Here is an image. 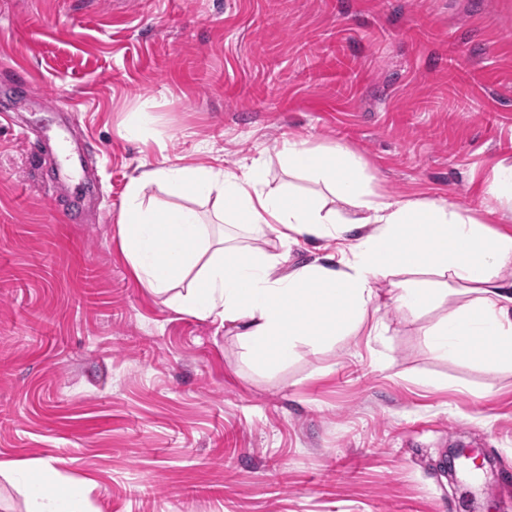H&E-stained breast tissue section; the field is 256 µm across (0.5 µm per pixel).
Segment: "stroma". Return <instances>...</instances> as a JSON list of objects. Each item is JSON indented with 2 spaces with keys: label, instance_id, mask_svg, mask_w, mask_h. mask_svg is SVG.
Returning <instances> with one entry per match:
<instances>
[{
  "label": "stroma",
  "instance_id": "35a3bbf8",
  "mask_svg": "<svg viewBox=\"0 0 512 512\" xmlns=\"http://www.w3.org/2000/svg\"><path fill=\"white\" fill-rule=\"evenodd\" d=\"M67 111L89 166L54 187L19 131ZM1 112V461L49 462L92 512L512 506V361L428 336L467 294L269 367L141 288L118 236L141 166L259 160L278 184L286 137L512 231V0H0Z\"/></svg>",
  "mask_w": 512,
  "mask_h": 512
}]
</instances>
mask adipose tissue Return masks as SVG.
Here are the masks:
<instances>
[{"label":"adipose tissue","instance_id":"ef3b65f1","mask_svg":"<svg viewBox=\"0 0 512 512\" xmlns=\"http://www.w3.org/2000/svg\"><path fill=\"white\" fill-rule=\"evenodd\" d=\"M279 160L326 195L300 197L289 185L272 184L261 163L239 170L144 166L126 187L119 219L122 249L140 285L176 312L234 328L246 355L279 366L303 344L379 335V278L393 277L392 304L414 314L456 283L470 299L431 329L433 352L489 367L512 357V281L499 276L512 266L511 232L489 230L443 202L377 192L340 145L322 150L287 138ZM152 185L213 200L211 219L185 206L146 204ZM347 209L353 218L344 217ZM267 233L280 250L241 244ZM302 237L326 255L288 268L285 248ZM0 475L25 489L30 512H85L86 499L42 496V485L58 478L48 462L0 461Z\"/></svg>","mask_w":512,"mask_h":512}]
</instances>
